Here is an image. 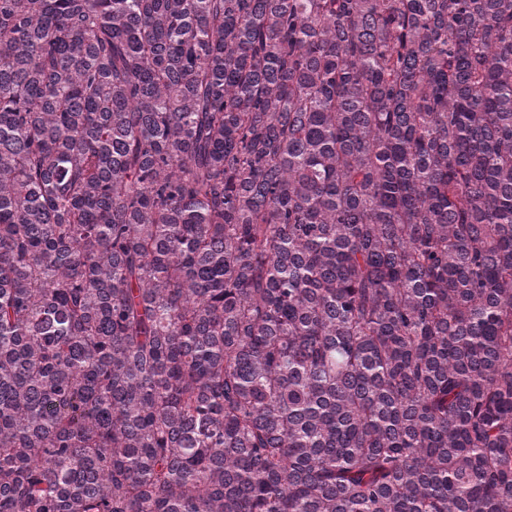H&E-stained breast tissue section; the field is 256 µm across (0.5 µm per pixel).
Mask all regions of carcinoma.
<instances>
[{
	"mask_svg": "<svg viewBox=\"0 0 512 512\" xmlns=\"http://www.w3.org/2000/svg\"><path fill=\"white\" fill-rule=\"evenodd\" d=\"M0 512H512V0H0Z\"/></svg>",
	"mask_w": 512,
	"mask_h": 512,
	"instance_id": "cac0c4a2",
	"label": "carcinoma"
}]
</instances>
